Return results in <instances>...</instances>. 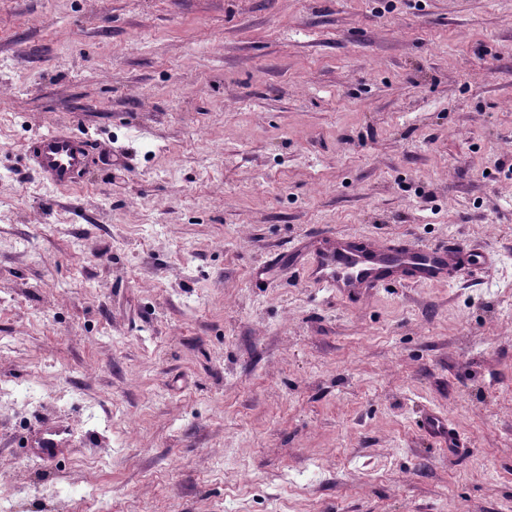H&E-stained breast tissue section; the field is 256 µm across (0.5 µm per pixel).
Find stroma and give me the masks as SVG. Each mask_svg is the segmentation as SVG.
Instances as JSON below:
<instances>
[{"label": "stroma", "mask_w": 512, "mask_h": 512, "mask_svg": "<svg viewBox=\"0 0 512 512\" xmlns=\"http://www.w3.org/2000/svg\"><path fill=\"white\" fill-rule=\"evenodd\" d=\"M329 234L487 263L341 301ZM509 502L512 0H0V512ZM89 156V148L82 139L61 132L43 135L31 152L35 168L59 187L74 182L87 166ZM422 428L433 439L448 446V451L455 453L461 447L459 440L453 431L448 427L447 421L436 414L427 413L422 419ZM462 448V447H461Z\"/></svg>", "instance_id": "35a3bbf8"}]
</instances>
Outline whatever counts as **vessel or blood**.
<instances>
[{"label":"vessel or blood","mask_w":512,"mask_h":512,"mask_svg":"<svg viewBox=\"0 0 512 512\" xmlns=\"http://www.w3.org/2000/svg\"><path fill=\"white\" fill-rule=\"evenodd\" d=\"M89 156V148L82 139L61 132L40 137L31 153L36 169L59 187L74 182L85 169ZM471 264L470 255L462 253L457 243L451 241L428 247L404 241L379 249L358 247L338 237L316 251L312 278L316 285L335 289L337 296L350 298L361 289L388 280L421 283L448 279ZM422 427L430 437L447 446L449 452L459 448L456 435L443 417L425 414Z\"/></svg>","instance_id":"vessel-or-blood-1"}]
</instances>
